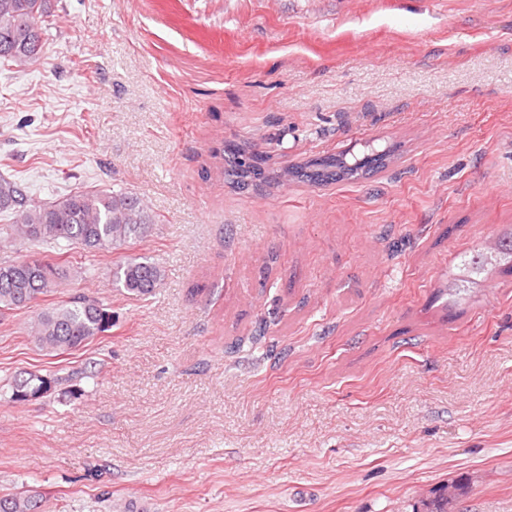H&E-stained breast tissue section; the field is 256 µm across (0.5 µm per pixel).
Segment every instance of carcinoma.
I'll return each instance as SVG.
<instances>
[{
    "label": "carcinoma",
    "mask_w": 512,
    "mask_h": 512,
    "mask_svg": "<svg viewBox=\"0 0 512 512\" xmlns=\"http://www.w3.org/2000/svg\"><path fill=\"white\" fill-rule=\"evenodd\" d=\"M48 0H0V64L24 66L43 58L48 26ZM224 153L238 188L248 190L263 174L266 159L254 147L230 143ZM392 150L372 152L352 162L346 155H328L292 166L281 181L327 185L358 180L386 165ZM0 213L13 217L0 225V243H29L54 250L51 259H0V314L32 313L28 333L40 350L57 356L83 347L112 327V315L97 298L78 295L52 307H41L57 290L70 268V249L112 252L130 241L145 239L154 218L143 201L127 192L76 191L55 201L38 203L17 182L0 177ZM495 256L487 260L483 246L457 263L448 283L456 295L483 283L493 272L512 273V228L495 236ZM163 269L148 257H122L112 264V278L129 295L147 297L163 280ZM54 379L30 372L11 382V399L26 402V391H50ZM38 501L20 494H1L0 512H38Z\"/></svg>",
    "instance_id": "obj_1"
}]
</instances>
